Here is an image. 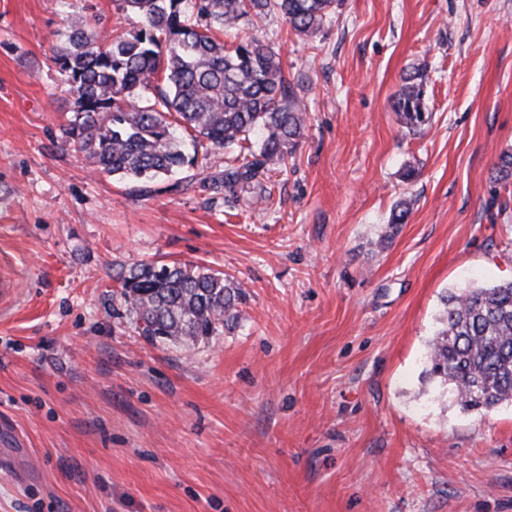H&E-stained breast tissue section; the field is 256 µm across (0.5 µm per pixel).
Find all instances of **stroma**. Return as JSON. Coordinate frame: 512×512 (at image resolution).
<instances>
[{
    "mask_svg": "<svg viewBox=\"0 0 512 512\" xmlns=\"http://www.w3.org/2000/svg\"><path fill=\"white\" fill-rule=\"evenodd\" d=\"M94 18L129 26L120 0H0V512H512V406L423 377L443 296L512 280V0H339L312 40L241 26L309 122L271 199L234 209L66 144L51 49ZM419 66L412 132L394 102ZM144 262L233 278L240 320L142 336L118 275ZM2 274L0 277V311L3 314L14 308L18 300L16 276L7 268V263L2 260Z\"/></svg>",
    "mask_w": 512,
    "mask_h": 512,
    "instance_id": "35a3bbf8",
    "label": "stroma"
}]
</instances>
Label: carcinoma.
<instances>
[{
    "instance_id": "carcinoma-1",
    "label": "carcinoma",
    "mask_w": 512,
    "mask_h": 512,
    "mask_svg": "<svg viewBox=\"0 0 512 512\" xmlns=\"http://www.w3.org/2000/svg\"><path fill=\"white\" fill-rule=\"evenodd\" d=\"M338 0H122L129 30L73 22L52 62L72 100L66 143L94 169L149 186L173 179L233 206L244 193L271 197L281 168L307 128V111L285 78L273 43L239 34L252 17L281 15L312 38ZM234 40L225 44L224 33ZM423 69L403 77L395 109L411 131L429 122ZM258 131L254 145L249 134ZM229 155L214 165L218 151ZM191 174L180 177L185 171ZM495 181L512 180V152ZM141 334L179 346L240 319L234 281L192 263H140L119 279ZM428 343V375L463 410L512 403V281L468 286L444 299Z\"/></svg>"
}]
</instances>
